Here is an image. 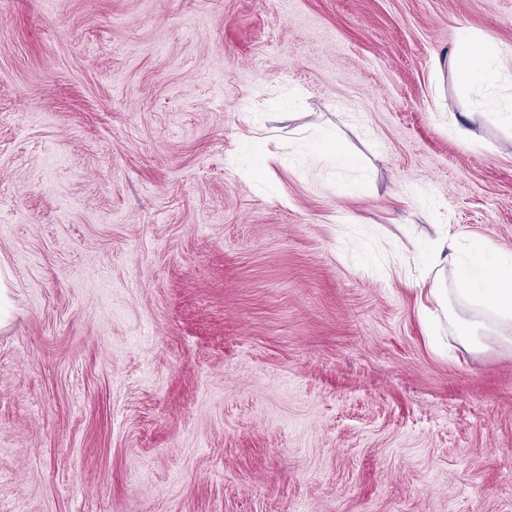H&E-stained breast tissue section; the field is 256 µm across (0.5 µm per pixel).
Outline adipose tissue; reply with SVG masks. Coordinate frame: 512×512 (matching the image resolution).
Segmentation results:
<instances>
[{"label": "adipose tissue", "instance_id": "adipose-tissue-1", "mask_svg": "<svg viewBox=\"0 0 512 512\" xmlns=\"http://www.w3.org/2000/svg\"><path fill=\"white\" fill-rule=\"evenodd\" d=\"M512 60V47L486 39L478 42L461 34L451 64L464 83L494 84L501 69ZM442 257L430 290L453 330L458 344L469 352L485 349L495 334L512 330V256L503 255L493 263L463 262L459 244L447 239L441 244ZM453 287H446V280Z\"/></svg>", "mask_w": 512, "mask_h": 512}]
</instances>
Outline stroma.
<instances>
[{
    "instance_id": "stroma-1",
    "label": "stroma",
    "mask_w": 512,
    "mask_h": 512,
    "mask_svg": "<svg viewBox=\"0 0 512 512\" xmlns=\"http://www.w3.org/2000/svg\"><path fill=\"white\" fill-rule=\"evenodd\" d=\"M512 0H0V512H512ZM340 142L336 159L329 141ZM512 60L510 46L488 38L475 42L465 31L457 41L451 65L462 83L494 84L500 70ZM448 251L442 258L445 251ZM440 266L437 278L429 288L444 316L451 325L453 337L469 352L486 348L491 335L511 332L512 325V257L501 255L494 263L481 261L462 262L459 244L454 239L441 243L434 267ZM448 276L460 288H439ZM462 303L475 314L488 316L478 318L472 313L468 318L460 316L456 304ZM493 320V321H491Z\"/></svg>"
}]
</instances>
